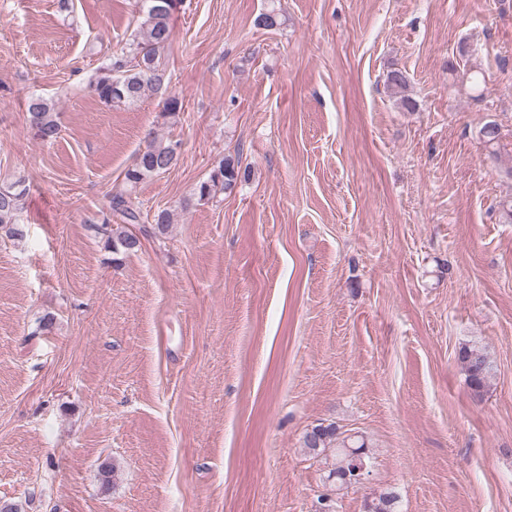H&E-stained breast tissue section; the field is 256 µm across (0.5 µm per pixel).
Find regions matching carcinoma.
<instances>
[{"label":"carcinoma","mask_w":512,"mask_h":512,"mask_svg":"<svg viewBox=\"0 0 512 512\" xmlns=\"http://www.w3.org/2000/svg\"><path fill=\"white\" fill-rule=\"evenodd\" d=\"M142 4L141 20L131 34L128 50L110 56L98 68L91 80V87L101 102L119 108L136 105L150 90L162 95L163 116L176 119L184 111L183 101L178 94L169 90L170 79L161 56L171 43V20L182 0H142ZM281 25V15L274 9L262 12L254 19V26L265 30H275ZM386 86L393 95L399 97L402 107L414 109L415 103L405 95L408 78L403 71H389ZM28 113L30 124L41 140L52 142L59 137L60 127L52 105L46 99H30ZM176 160L177 145L148 136L146 148L137 154L132 166L124 172L123 188L111 198V212L119 215L125 224L139 223L140 213L132 201L133 192L145 180L169 170ZM249 176L250 171L241 168L239 162L224 157L213 166L209 178L196 185L193 196L200 201H209L219 192L230 194L238 182ZM26 191L27 187L20 179L0 185V231L14 240L26 236V227L18 216L19 201ZM95 230L104 238L106 247L112 249L114 263L120 261V256L140 247L136 235L114 226L107 216L95 226ZM459 360L465 371L470 395L476 400L482 399L494 375L493 361L484 350L467 344L460 348ZM332 445L341 456V464L332 472L336 484L346 488L354 485L347 476L353 473L354 461L367 464L364 441L341 432L334 423L315 425L303 436V447L313 453Z\"/></svg>","instance_id":"1"}]
</instances>
